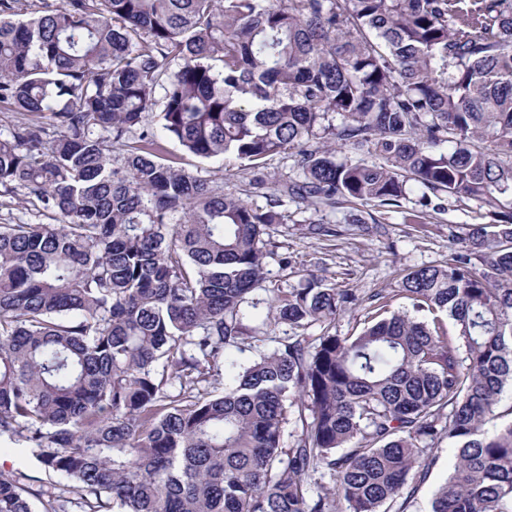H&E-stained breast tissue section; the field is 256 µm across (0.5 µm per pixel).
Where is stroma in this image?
<instances>
[{"instance_id":"35a3bbf8","label":"stroma","mask_w":512,"mask_h":512,"mask_svg":"<svg viewBox=\"0 0 512 512\" xmlns=\"http://www.w3.org/2000/svg\"><path fill=\"white\" fill-rule=\"evenodd\" d=\"M164 145L186 172L236 193L252 206L266 207L264 194L250 192L251 172L240 162L229 158L203 161L170 139ZM414 207V202H404L401 211L379 213L377 223L371 224L365 220L367 207L353 202L342 201L317 213L288 204L287 223L270 225L267 230L263 281L251 295L254 316L267 323L264 350L281 348L299 334L314 338L328 329L339 336L358 333L367 314L383 302L392 312L411 310L410 300L398 291L403 275L411 269L446 264L453 249L450 233L462 235L470 225L489 221L486 208L476 202L444 196L435 200L424 223L412 224L405 213ZM313 222L323 225L325 234H311ZM310 273L349 290L355 303L347 305L329 328L321 323L299 329L267 322L278 298ZM433 455V465L414 496L404 503V512H426L433 490L455 463V452L448 443H440Z\"/></svg>"}]
</instances>
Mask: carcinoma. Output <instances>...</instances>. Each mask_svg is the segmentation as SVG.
I'll list each match as a JSON object with an SVG mask.
<instances>
[{
    "label": "carcinoma",
    "instance_id": "1",
    "mask_svg": "<svg viewBox=\"0 0 512 512\" xmlns=\"http://www.w3.org/2000/svg\"><path fill=\"white\" fill-rule=\"evenodd\" d=\"M0 103V187L35 207L0 224V440L45 486L37 511L30 476L0 471V512H382L445 438L427 512H512V422L485 431L512 385V0H0ZM154 110L254 190L286 149L301 177L253 207L161 162ZM416 189L492 224L403 277L413 312L261 351L246 304L283 200ZM352 300L312 276L273 320ZM35 464L31 448H27L23 441H7L0 445V469H19L30 475H38L34 474Z\"/></svg>",
    "mask_w": 512,
    "mask_h": 512
}]
</instances>
